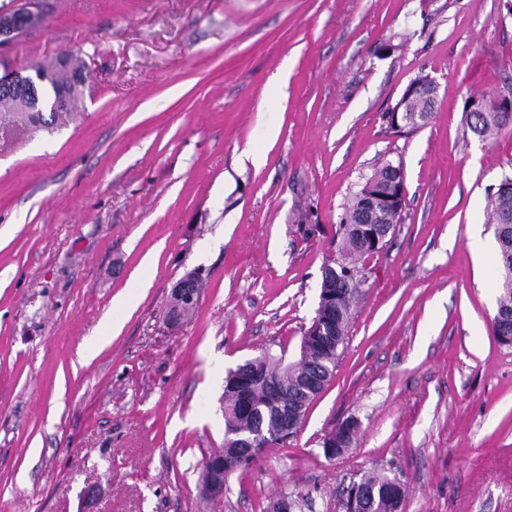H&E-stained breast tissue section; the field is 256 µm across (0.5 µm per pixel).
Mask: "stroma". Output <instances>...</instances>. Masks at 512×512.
I'll return each mask as SVG.
<instances>
[{"mask_svg": "<svg viewBox=\"0 0 512 512\" xmlns=\"http://www.w3.org/2000/svg\"><path fill=\"white\" fill-rule=\"evenodd\" d=\"M45 2L0 58L71 52L90 77L67 126L0 124V512H272L288 493L293 512H342L372 471L402 484L403 512H512V347L489 330L486 217L512 126L488 143L463 112L512 97L502 0ZM424 75L432 120L388 130ZM382 158L402 162L407 203L333 378L288 445L206 498L227 371L298 359L334 226ZM193 270L199 305L168 327ZM350 418L356 446L325 457Z\"/></svg>", "mask_w": 512, "mask_h": 512, "instance_id": "obj_1", "label": "stroma"}]
</instances>
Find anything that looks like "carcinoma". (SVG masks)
<instances>
[{"mask_svg":"<svg viewBox=\"0 0 512 512\" xmlns=\"http://www.w3.org/2000/svg\"><path fill=\"white\" fill-rule=\"evenodd\" d=\"M46 82L53 90L71 88L69 72L58 69L45 75ZM14 95L0 93V112L12 118L19 130H46L52 132L66 125L68 112H43L34 115L30 112L10 111ZM507 122L499 112H468L466 126L484 141H492L506 129ZM393 162L384 160L377 164L370 176L365 178L359 190L354 192L344 207L339 224L335 225L338 238L337 253L347 264V275L340 273L333 277L322 276L321 291L328 302L336 307V335L310 336L303 343V355L293 364H282V359L268 353L262 354L254 363L239 367L238 373L252 377L248 384L231 383V374L224 380V434H261V439L250 457L240 459L241 448L230 439L224 440L222 453L224 460L238 465L244 471L254 464L266 448L286 444L284 434L285 414L283 409L293 401L296 392L302 388L308 374L319 371L322 384L311 393L316 398L333 377L344 346L347 329L352 317V303L361 295L365 282V270L359 262L375 254L372 246L364 243L358 234L359 224L366 220L372 227L394 225L399 222L396 212L380 218L365 212L368 196L384 192L391 181ZM512 196L504 195L497 186L488 197V223L502 224L504 228L495 233L498 245L496 262L499 277L498 310L512 313ZM358 429L341 427L330 440L322 441V447L331 443L336 453L351 448L357 443ZM360 482L372 487L376 496L374 512H395L403 494V486L382 474L371 473L363 476Z\"/></svg>","mask_w":512,"mask_h":512,"instance_id":"cac0c4a2","label":"carcinoma"}]
</instances>
